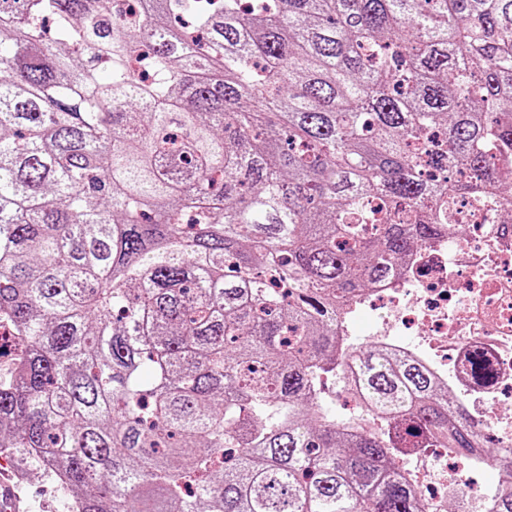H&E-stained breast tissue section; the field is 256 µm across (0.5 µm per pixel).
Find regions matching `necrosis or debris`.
<instances>
[{
    "instance_id": "obj_1",
    "label": "necrosis or debris",
    "mask_w": 512,
    "mask_h": 512,
    "mask_svg": "<svg viewBox=\"0 0 512 512\" xmlns=\"http://www.w3.org/2000/svg\"><path fill=\"white\" fill-rule=\"evenodd\" d=\"M478 248H471L467 233ZM373 314L372 344L418 360L447 388L471 424L512 446V225L486 197L468 195L447 234L415 249L395 278L359 299ZM410 481L426 512H447L448 498L489 512V487L512 484V467H496L492 484L480 469L459 474L446 454L419 453Z\"/></svg>"
}]
</instances>
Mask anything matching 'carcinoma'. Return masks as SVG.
<instances>
[{
	"label": "carcinoma",
	"mask_w": 512,
	"mask_h": 512,
	"mask_svg": "<svg viewBox=\"0 0 512 512\" xmlns=\"http://www.w3.org/2000/svg\"><path fill=\"white\" fill-rule=\"evenodd\" d=\"M141 2L0 0V455L73 512H423L448 392L352 349L373 431L321 384L456 192L512 213V0Z\"/></svg>",
	"instance_id": "1"
}]
</instances>
